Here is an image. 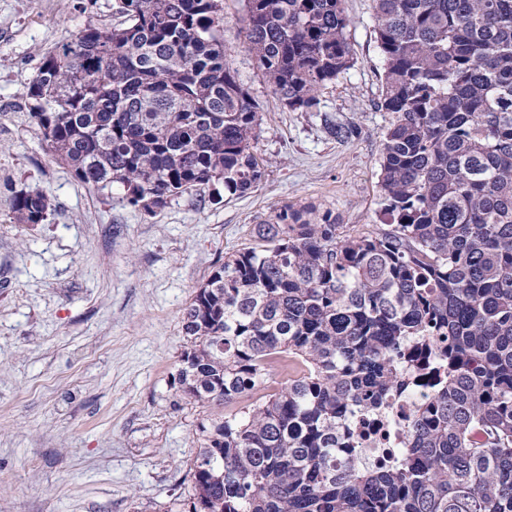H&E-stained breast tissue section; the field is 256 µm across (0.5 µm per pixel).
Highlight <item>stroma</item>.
<instances>
[{
    "label": "stroma",
    "mask_w": 512,
    "mask_h": 512,
    "mask_svg": "<svg viewBox=\"0 0 512 512\" xmlns=\"http://www.w3.org/2000/svg\"><path fill=\"white\" fill-rule=\"evenodd\" d=\"M354 64L318 112L272 93L246 49L241 0H224V45L260 106V184L216 202L210 187L148 214L78 183L31 120L24 93L44 52L107 0H0V512H187L198 426L215 407L175 381L181 316L227 252L284 205L332 212L354 232L383 220L378 186L387 113L372 0H345ZM354 122L330 138L319 112ZM43 190L53 210L15 223L13 191Z\"/></svg>",
    "instance_id": "stroma-1"
}]
</instances>
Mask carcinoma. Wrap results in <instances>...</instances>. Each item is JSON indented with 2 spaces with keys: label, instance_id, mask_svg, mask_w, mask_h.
Segmentation results:
<instances>
[{
  "label": "carcinoma",
  "instance_id": "carcinoma-1",
  "mask_svg": "<svg viewBox=\"0 0 512 512\" xmlns=\"http://www.w3.org/2000/svg\"><path fill=\"white\" fill-rule=\"evenodd\" d=\"M249 53L292 111L353 64L344 0H244ZM390 116L388 228L352 234L286 205L254 225L184 309L182 394L244 411L199 426L192 512H512V0H373ZM42 61L27 112L55 158L148 214L265 175L258 104L228 60L223 0H112ZM338 141L353 122L323 116ZM42 224L49 195L11 199ZM436 350L404 449L358 458L356 419ZM286 363L288 380L267 390Z\"/></svg>",
  "mask_w": 512,
  "mask_h": 512
}]
</instances>
